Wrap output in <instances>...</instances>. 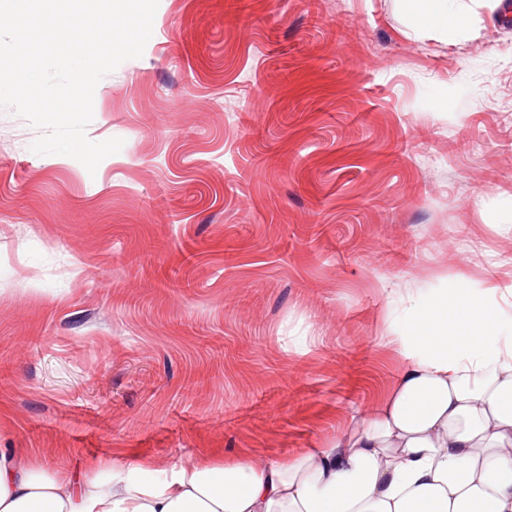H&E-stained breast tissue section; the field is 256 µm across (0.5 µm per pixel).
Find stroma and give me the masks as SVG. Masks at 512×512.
Wrapping results in <instances>:
<instances>
[{
    "mask_svg": "<svg viewBox=\"0 0 512 512\" xmlns=\"http://www.w3.org/2000/svg\"><path fill=\"white\" fill-rule=\"evenodd\" d=\"M160 0L97 85L96 173L0 109V448L21 467L296 456L449 285L512 290V9ZM498 290L487 293V282ZM401 11L409 16L414 27L419 30L437 28L442 31L448 27H461L466 14L462 11L448 10L447 0H397Z\"/></svg>",
    "mask_w": 512,
    "mask_h": 512,
    "instance_id": "35a3bbf8",
    "label": "stroma"
}]
</instances>
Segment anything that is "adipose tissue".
<instances>
[{
	"label": "adipose tissue",
	"instance_id": "ef3b65f1",
	"mask_svg": "<svg viewBox=\"0 0 512 512\" xmlns=\"http://www.w3.org/2000/svg\"><path fill=\"white\" fill-rule=\"evenodd\" d=\"M417 30L461 27L448 0H398ZM415 318L394 387L324 447L257 465L201 458L161 481L151 460L86 476L20 468L0 449V512H512V339L501 311L450 288Z\"/></svg>",
	"mask_w": 512,
	"mask_h": 512
}]
</instances>
